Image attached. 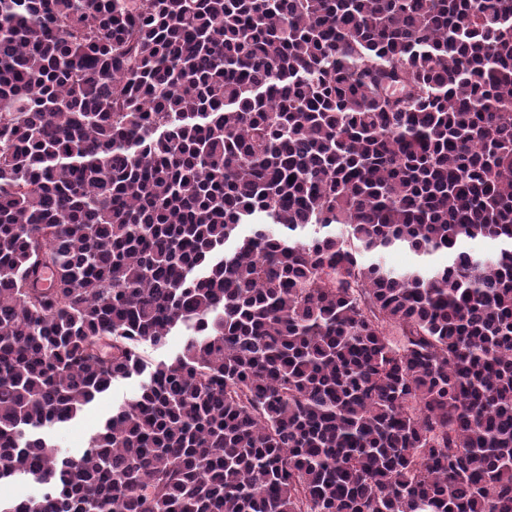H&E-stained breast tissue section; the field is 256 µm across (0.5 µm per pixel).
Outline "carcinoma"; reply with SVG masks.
Segmentation results:
<instances>
[{
	"label": "carcinoma",
	"instance_id": "obj_1",
	"mask_svg": "<svg viewBox=\"0 0 512 512\" xmlns=\"http://www.w3.org/2000/svg\"><path fill=\"white\" fill-rule=\"evenodd\" d=\"M23 478L0 512H512V0H0ZM143 377L115 386L108 394L97 397L85 407L81 415L63 429L62 446L59 448L66 456L79 457L88 446L89 437L112 413L113 408L130 399Z\"/></svg>",
	"mask_w": 512,
	"mask_h": 512
}]
</instances>
